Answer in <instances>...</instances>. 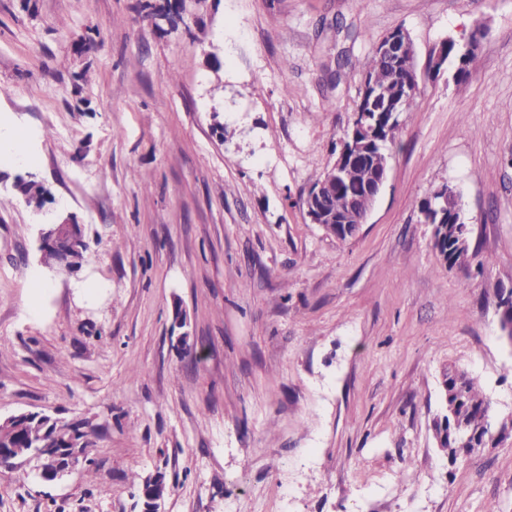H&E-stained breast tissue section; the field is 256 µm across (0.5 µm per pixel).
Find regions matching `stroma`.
<instances>
[{
    "label": "stroma",
    "instance_id": "obj_1",
    "mask_svg": "<svg viewBox=\"0 0 512 512\" xmlns=\"http://www.w3.org/2000/svg\"><path fill=\"white\" fill-rule=\"evenodd\" d=\"M399 27L420 92L341 241L304 206L361 87L328 72ZM479 28L466 83L429 74ZM0 130L32 157L0 144V420L91 441L57 483L0 467V512H139L129 479L158 471L162 512H512V436L452 464L431 431L451 363L512 410V0H0ZM30 174L78 270H42ZM448 183L465 268L421 213ZM16 188L19 194L30 207L42 206L48 196V190L45 186L35 178L18 179Z\"/></svg>",
    "mask_w": 512,
    "mask_h": 512
}]
</instances>
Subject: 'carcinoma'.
<instances>
[{
	"label": "carcinoma",
	"mask_w": 512,
	"mask_h": 512,
	"mask_svg": "<svg viewBox=\"0 0 512 512\" xmlns=\"http://www.w3.org/2000/svg\"><path fill=\"white\" fill-rule=\"evenodd\" d=\"M413 72L402 69L399 65L385 61L378 53L366 61L362 71L361 86H376L379 95H365L359 100L356 111L366 113L365 123L375 124L379 113L388 111V107L396 102L406 84L412 82ZM400 127V120L390 124L383 121L380 126L379 139L368 146L369 163L355 166L336 179H330L329 172H324L314 183L321 188L323 205L326 210L339 217L350 214V209L364 210L369 202L366 195L370 187L373 172L389 161V146L394 142ZM16 188L19 194L31 207L43 205L48 196V190L34 178L18 179ZM454 225L444 229L441 242L435 244L439 253L444 256L448 266H466L469 263V250L455 246ZM442 377L448 381L450 402L454 403V417L448 419V425L459 429H467L478 420L489 419L493 416L490 402L479 382L469 372L453 364L448 365ZM83 440L81 452H86L90 442L83 425L68 422L49 415L33 412L8 424H0V466L7 467L13 460L29 457L35 448H51L54 438L62 440L71 436Z\"/></svg>",
	"instance_id": "carcinoma-1"
}]
</instances>
